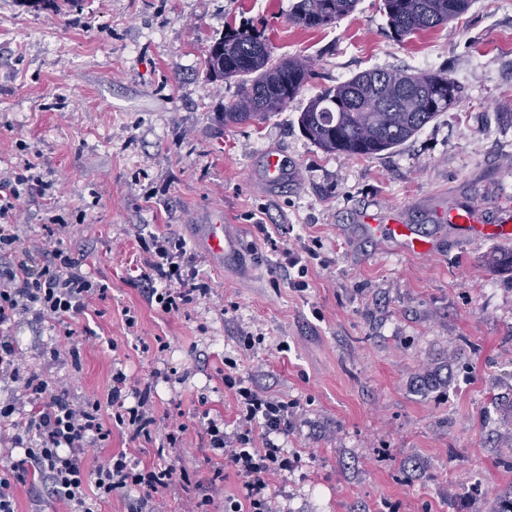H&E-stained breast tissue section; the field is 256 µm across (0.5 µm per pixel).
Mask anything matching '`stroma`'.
<instances>
[{
  "mask_svg": "<svg viewBox=\"0 0 512 512\" xmlns=\"http://www.w3.org/2000/svg\"><path fill=\"white\" fill-rule=\"evenodd\" d=\"M289 3L0 0V175L38 161L47 190L21 199L23 235L68 224L67 246L108 288L75 322L91 333L80 368L48 363L52 330L32 317L17 323L19 346L76 402L106 399L116 369L151 384L158 417L187 426L180 445L116 426L108 449L188 472L167 512L220 467L210 512L243 497V478L202 436L206 412L237 428L228 372L289 403L275 441L290 466L270 485L282 512H486L512 496V242L467 239L440 214L469 202L492 219L512 197V0H474L403 42L382 0L314 30L289 22ZM230 23L262 28L274 58L315 63L303 92L259 124L225 125L237 85L205 75L204 51ZM406 67L448 71L460 99L400 146L327 155L301 133L321 86ZM270 149L288 161L277 186L263 176ZM378 206L401 207L436 253L368 237L362 215ZM215 213L245 244L225 269L194 234ZM149 232L184 239L210 281L186 312L142 298ZM287 249L314 253L305 289L279 269Z\"/></svg>",
  "mask_w": 512,
  "mask_h": 512,
  "instance_id": "obj_1",
  "label": "stroma"
}]
</instances>
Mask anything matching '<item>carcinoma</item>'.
Returning a JSON list of instances; mask_svg holds the SVG:
<instances>
[{
    "mask_svg": "<svg viewBox=\"0 0 512 512\" xmlns=\"http://www.w3.org/2000/svg\"><path fill=\"white\" fill-rule=\"evenodd\" d=\"M360 0H291L288 20L305 29L334 24ZM473 0H383L389 33L403 42L466 13ZM204 66L214 81L235 80L236 97L224 106V123H260L286 107L315 74L311 58L273 60L263 32L227 26L209 46ZM445 71L375 69L323 87L300 113L303 135L326 153L370 158L418 133L459 98Z\"/></svg>",
    "mask_w": 512,
    "mask_h": 512,
    "instance_id": "obj_1",
    "label": "carcinoma"
}]
</instances>
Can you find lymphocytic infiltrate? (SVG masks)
Instances as JSON below:
<instances>
[{
	"instance_id": "obj_1",
	"label": "lymphocytic infiltrate",
	"mask_w": 512,
	"mask_h": 512,
	"mask_svg": "<svg viewBox=\"0 0 512 512\" xmlns=\"http://www.w3.org/2000/svg\"><path fill=\"white\" fill-rule=\"evenodd\" d=\"M36 170L29 161L0 180V442L22 451L0 467V512H17L18 487L33 481L42 499L64 505L67 512H93L91 486L106 499L137 491L130 512H165L162 491L185 480V473L171 465L142 467L126 452L105 450L112 430L103 408H111L116 424L131 427L134 437H150L157 429L150 388L118 370L106 399L92 396L77 404L63 381L32 371L18 345L14 326L29 314L62 329V342L49 350L51 363L78 362L86 338L71 322L89 300L106 292L86 272V255L65 245V225L46 226L38 239L21 236L17 206L40 187ZM139 246L145 255L139 282L147 302L175 314L208 295L210 285L184 240L151 233L140 238ZM224 381L238 395L239 428L225 434L223 421L214 418L203 426L209 448L224 457L215 479L223 480L228 469L245 479L246 493L231 501L229 512H281L268 479L289 466L285 449L273 440L288 428V404L238 384L232 375ZM130 393L137 397L132 407L125 404ZM90 456L95 459L91 468L86 465Z\"/></svg>"
}]
</instances>
